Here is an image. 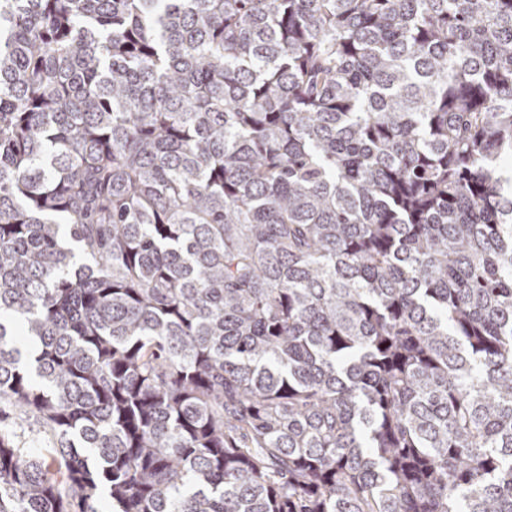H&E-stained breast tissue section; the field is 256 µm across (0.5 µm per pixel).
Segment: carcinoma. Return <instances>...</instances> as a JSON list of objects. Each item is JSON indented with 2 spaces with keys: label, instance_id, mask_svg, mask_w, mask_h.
Wrapping results in <instances>:
<instances>
[{
  "label": "carcinoma",
  "instance_id": "obj_1",
  "mask_svg": "<svg viewBox=\"0 0 512 512\" xmlns=\"http://www.w3.org/2000/svg\"><path fill=\"white\" fill-rule=\"evenodd\" d=\"M504 154L512 0H0V512H512ZM0 408L2 418L14 425L18 440L22 441V443H25L27 446L37 447L32 448V450L42 454L46 458V462L50 463L51 458L45 450V448H51L49 444H46L49 436L44 432L39 422H37L34 417L29 416L22 425H19L11 408L5 405H0ZM33 439L38 442L32 443Z\"/></svg>",
  "mask_w": 512,
  "mask_h": 512
}]
</instances>
